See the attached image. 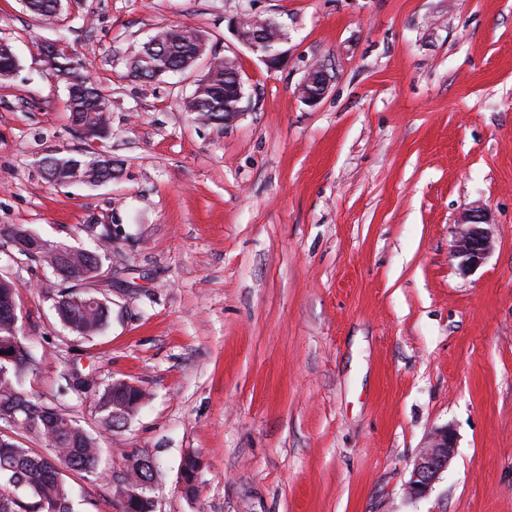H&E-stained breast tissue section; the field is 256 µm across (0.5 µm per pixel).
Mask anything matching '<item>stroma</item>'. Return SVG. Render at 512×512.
Instances as JSON below:
<instances>
[{"label": "stroma", "instance_id": "obj_1", "mask_svg": "<svg viewBox=\"0 0 512 512\" xmlns=\"http://www.w3.org/2000/svg\"><path fill=\"white\" fill-rule=\"evenodd\" d=\"M247 13L282 23L280 67L238 40ZM175 25L206 36L195 68L133 77ZM1 40L20 69L0 81V228L117 240L88 339L59 323L52 272L0 249L35 355L25 393L103 450L97 473L62 471L76 512H119L132 455L156 463L154 512H512V0H62L53 25L0 0ZM55 41L109 94L106 138L71 126L41 53ZM227 56L247 109L199 124L182 102ZM314 66L330 83L312 105L297 87ZM85 150L118 177L44 178V156ZM477 204L495 247L465 276L450 247ZM76 372L150 400L105 430ZM445 426L455 456L409 499ZM456 448L453 431L448 427L437 429L427 447L416 459L406 492L412 499L429 494L439 476L448 469Z\"/></svg>", "mask_w": 512, "mask_h": 512}]
</instances>
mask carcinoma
I'll list each match as a JSON object with an SVG mask.
<instances>
[{
    "label": "carcinoma",
    "mask_w": 512,
    "mask_h": 512,
    "mask_svg": "<svg viewBox=\"0 0 512 512\" xmlns=\"http://www.w3.org/2000/svg\"><path fill=\"white\" fill-rule=\"evenodd\" d=\"M58 4L60 0H28L26 8L36 20L43 21L55 12ZM157 36L161 46L145 43L130 62L131 70L140 72L146 79L191 69L205 47L203 34L191 28L162 29ZM54 60V71L66 84L71 123L86 130L91 138L106 137L111 111L108 95L96 81L87 79L82 60L69 47H54ZM18 65L10 45L0 44V80L12 78ZM207 75L208 78L196 81L183 108L196 119L222 127L224 113L231 111L234 104L235 82L224 76L222 65L207 71ZM46 160L49 164L43 168V174L56 184H65L74 178L90 184L107 183L119 173L112 166V160L96 153L50 155ZM85 232L94 242L91 249H75L49 242V248L60 247L67 252V267L83 284L103 273L112 242V231L106 226L99 230L97 225L88 224ZM54 309L63 326L82 338L96 335L109 316L107 300L97 298L75 284L58 289ZM19 334L18 325L0 315V351L6 352L5 358H0V406L18 403L28 410L14 425L2 418L0 423L7 429L21 430L45 442L48 453H37L15 439L0 438V512H75L72 489L57 464L96 473L100 452L98 441L72 417L23 393L21 383L32 367L33 357ZM145 399L146 393L141 388L116 381L97 390L96 412L104 427L110 430L133 415ZM198 464V458L189 455L181 466L188 497L195 495L194 477ZM155 472L152 461L135 459L124 477L131 490L124 495L123 512H153L148 491Z\"/></svg>",
    "instance_id": "carcinoma-1"
}]
</instances>
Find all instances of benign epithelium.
Here are the masks:
<instances>
[{
	"instance_id": "1",
	"label": "benign epithelium",
	"mask_w": 512,
	"mask_h": 512,
	"mask_svg": "<svg viewBox=\"0 0 512 512\" xmlns=\"http://www.w3.org/2000/svg\"><path fill=\"white\" fill-rule=\"evenodd\" d=\"M236 34L244 45L255 50L260 44L279 45L282 40L280 26L270 19L256 17L238 23ZM329 77L320 67L310 69L298 87V94L307 103L319 102L327 92ZM460 230L451 245V256L458 270L467 275L482 265L493 250V235L487 209L476 205L458 220ZM11 245L30 253L42 250L43 242L29 231L21 230ZM456 448L453 431L448 427L436 430L427 447L416 459L406 492L412 499L429 494L439 476L448 469Z\"/></svg>"
}]
</instances>
